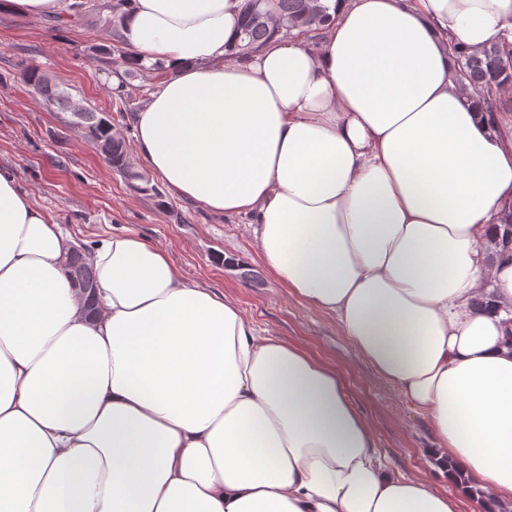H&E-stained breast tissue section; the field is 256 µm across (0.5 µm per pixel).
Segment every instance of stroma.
Here are the masks:
<instances>
[{"label": "stroma", "instance_id": "1", "mask_svg": "<svg viewBox=\"0 0 512 512\" xmlns=\"http://www.w3.org/2000/svg\"><path fill=\"white\" fill-rule=\"evenodd\" d=\"M112 36V0H85L82 9L43 18L0 13V164L67 231L76 244L128 227L162 246L184 278L224 293L260 334L293 342L343 378L356 408L376 429V447L394 473L430 477L433 434L398 389L359 354L337 320L294 296L265 267L244 222L212 214L171 195L156 198L129 186L74 125L72 105L110 120L135 159L128 123L160 70L126 62ZM44 73L66 101L31 93L22 73ZM126 86L112 91L113 76Z\"/></svg>", "mask_w": 512, "mask_h": 512}]
</instances>
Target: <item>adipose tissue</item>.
Returning a JSON list of instances; mask_svg holds the SVG:
<instances>
[{
    "label": "adipose tissue",
    "instance_id": "adipose-tissue-1",
    "mask_svg": "<svg viewBox=\"0 0 512 512\" xmlns=\"http://www.w3.org/2000/svg\"><path fill=\"white\" fill-rule=\"evenodd\" d=\"M326 3L321 38L233 59L242 0H128L133 62L166 74L131 117L137 158L245 219L427 417L438 472L512 501V254L487 251L512 210V92L484 112L450 55L511 31L512 0ZM73 244L0 165V512H459L387 469L334 368L132 229L91 245L88 314ZM70 258H75L79 260L81 263L91 266L89 260L87 259L84 251L82 249H79L77 247H74L73 252L71 254ZM77 261H71L70 265V274L72 277V280L76 285L81 287L82 285H86L83 289V296L85 297V303L88 304V306L92 303L93 297L95 296L97 283H96V276L95 272L93 271L92 267L85 266ZM92 281H95V283L88 284Z\"/></svg>",
    "mask_w": 512,
    "mask_h": 512
}]
</instances>
